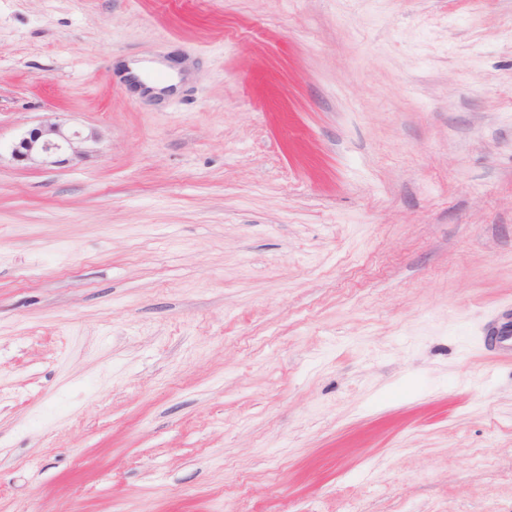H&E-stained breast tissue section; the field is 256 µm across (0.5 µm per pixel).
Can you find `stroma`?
<instances>
[{"label": "stroma", "mask_w": 512, "mask_h": 512, "mask_svg": "<svg viewBox=\"0 0 512 512\" xmlns=\"http://www.w3.org/2000/svg\"><path fill=\"white\" fill-rule=\"evenodd\" d=\"M510 320L512 0H0V512H512ZM97 139L98 134L94 130L83 134L72 130L67 122L47 121L28 129L16 140L11 154L18 161L42 168L59 167L82 158L88 146ZM66 154L69 157H64Z\"/></svg>", "instance_id": "1"}]
</instances>
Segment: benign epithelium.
<instances>
[{"label": "benign epithelium", "mask_w": 512, "mask_h": 512, "mask_svg": "<svg viewBox=\"0 0 512 512\" xmlns=\"http://www.w3.org/2000/svg\"><path fill=\"white\" fill-rule=\"evenodd\" d=\"M98 139L96 131L84 134L64 121H47L28 129L11 148L12 156L42 168L59 167L86 154Z\"/></svg>", "instance_id": "7a95c632"}]
</instances>
